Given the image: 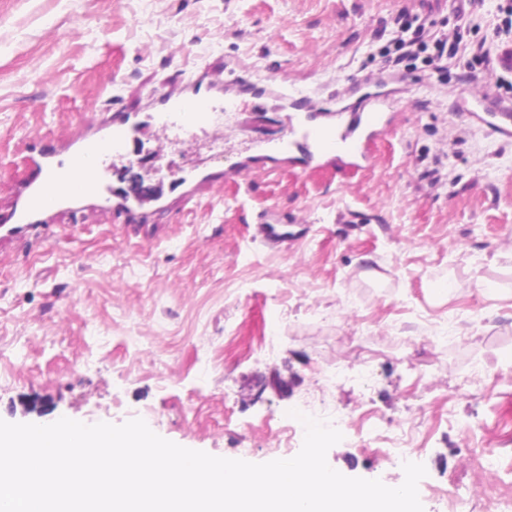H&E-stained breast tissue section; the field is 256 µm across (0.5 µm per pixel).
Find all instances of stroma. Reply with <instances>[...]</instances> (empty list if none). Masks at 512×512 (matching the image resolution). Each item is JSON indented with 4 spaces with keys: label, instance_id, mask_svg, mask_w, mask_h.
Instances as JSON below:
<instances>
[{
    "label": "stroma",
    "instance_id": "stroma-1",
    "mask_svg": "<svg viewBox=\"0 0 512 512\" xmlns=\"http://www.w3.org/2000/svg\"><path fill=\"white\" fill-rule=\"evenodd\" d=\"M460 0H0V211L30 166L28 139L57 142L139 109L150 90L231 61L253 78L312 93L377 70L400 9L453 29ZM411 107L366 176L284 170L174 188L196 162L223 167L240 147L214 131L177 146L151 118L112 182L167 184V210L132 227L88 208L56 213L41 237L0 243V419L127 421L183 447L270 461L308 393L344 420L327 461L348 477L404 480L388 444L412 433L424 512L434 487L468 493L471 512H512V142L456 113L496 72L462 80L406 70ZM275 206L306 236L274 252L251 217ZM454 289L437 295L435 283ZM452 340L432 345L430 335ZM382 354L371 381L317 372Z\"/></svg>",
    "mask_w": 512,
    "mask_h": 512
}]
</instances>
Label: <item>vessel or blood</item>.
I'll use <instances>...</instances> for the list:
<instances>
[{
  "instance_id": "obj_1",
  "label": "vessel or blood",
  "mask_w": 512,
  "mask_h": 512,
  "mask_svg": "<svg viewBox=\"0 0 512 512\" xmlns=\"http://www.w3.org/2000/svg\"><path fill=\"white\" fill-rule=\"evenodd\" d=\"M398 81L391 74L357 76L348 79L343 93L321 98L275 78H246L228 67L202 75L189 87L157 94L155 118L176 138L208 127L233 130L245 146L225 167L228 178L285 168L368 173L377 163L374 145L404 117V101L395 88ZM247 98L273 99L272 134L253 137L250 122L239 120ZM455 103L469 124L501 141H512V99L492 91L474 98L463 91ZM136 122L135 114L118 109L108 123L74 133L64 148L35 146L30 171L10 210L0 213V239L28 238L46 230L52 213L87 204L113 221L132 223L137 215L135 197L107 188L101 167L109 155L126 152ZM253 224L257 238L268 247L284 248L292 241L291 229L298 221L269 206L255 212Z\"/></svg>"
}]
</instances>
